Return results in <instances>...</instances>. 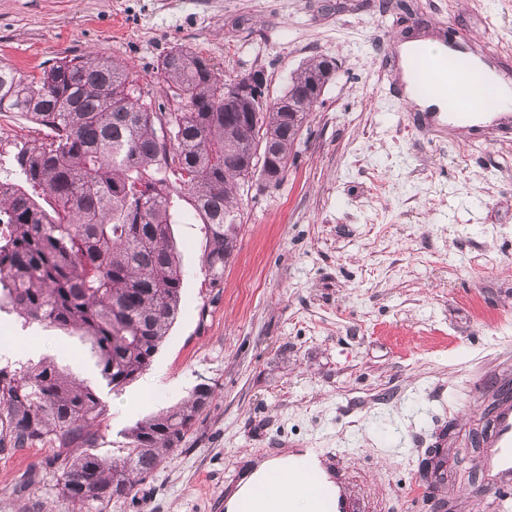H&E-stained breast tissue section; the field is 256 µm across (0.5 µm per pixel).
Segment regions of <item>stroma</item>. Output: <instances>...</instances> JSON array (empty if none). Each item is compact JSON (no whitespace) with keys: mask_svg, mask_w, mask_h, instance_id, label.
Masks as SVG:
<instances>
[{"mask_svg":"<svg viewBox=\"0 0 512 512\" xmlns=\"http://www.w3.org/2000/svg\"><path fill=\"white\" fill-rule=\"evenodd\" d=\"M0 0V64L38 72L100 51L157 73L189 46L225 77L265 72L277 97L303 60L335 58L282 182L239 192L242 226L220 287L200 271L202 225L173 233L179 315L150 368L106 405L98 453L136 421L215 394L131 496L88 512H224L232 474L289 448L343 451L372 512H485L468 446L493 382L512 380V123L437 134L397 98V46L419 28L512 69V0ZM52 355L91 381L60 331L0 313V363ZM446 451L437 496L412 500L428 449ZM50 446L0 454V512H65L57 473L17 494Z\"/></svg>","mask_w":512,"mask_h":512,"instance_id":"1","label":"stroma"}]
</instances>
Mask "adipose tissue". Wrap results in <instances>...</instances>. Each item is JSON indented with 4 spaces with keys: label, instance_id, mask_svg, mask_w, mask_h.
<instances>
[{
    "label": "adipose tissue",
    "instance_id": "ef3b65f1",
    "mask_svg": "<svg viewBox=\"0 0 512 512\" xmlns=\"http://www.w3.org/2000/svg\"><path fill=\"white\" fill-rule=\"evenodd\" d=\"M473 74H462L457 94L475 122L487 121L485 100H494V110L505 113L512 110V85L502 81L495 71L481 60H473Z\"/></svg>",
    "mask_w": 512,
    "mask_h": 512
}]
</instances>
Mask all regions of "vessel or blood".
<instances>
[{
    "label": "vessel or blood",
    "instance_id": "vessel-or-blood-1",
    "mask_svg": "<svg viewBox=\"0 0 512 512\" xmlns=\"http://www.w3.org/2000/svg\"><path fill=\"white\" fill-rule=\"evenodd\" d=\"M418 69L430 72L433 86L452 88L461 73L459 57L423 59ZM489 427L480 440L486 450L485 495H493L512 484V389L501 388L489 417ZM282 467L300 473L303 487L284 483L277 473L249 471L234 474L224 495L225 512H272L276 500L294 497L298 490L315 497L318 512H360L361 504L352 493L350 478L339 463L338 454L328 448H293L282 452Z\"/></svg>",
    "mask_w": 512,
    "mask_h": 512
}]
</instances>
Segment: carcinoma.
<instances>
[{"label":"carcinoma","instance_id":"carcinoma-1","mask_svg":"<svg viewBox=\"0 0 512 512\" xmlns=\"http://www.w3.org/2000/svg\"><path fill=\"white\" fill-rule=\"evenodd\" d=\"M177 99L165 110L136 71L100 53L61 58L38 74L0 66V112L48 130L8 152L0 170V312L76 338L118 391L151 365L177 318L184 272L171 227L203 224L201 271L213 288L237 240L241 182L256 134L282 179L336 61L306 59L256 122L211 58L175 46L158 62ZM203 385L127 430V453L94 452L105 405L96 387L52 357L0 367V452L49 444L71 512L131 495L180 445L212 398Z\"/></svg>","mask_w":512,"mask_h":512}]
</instances>
